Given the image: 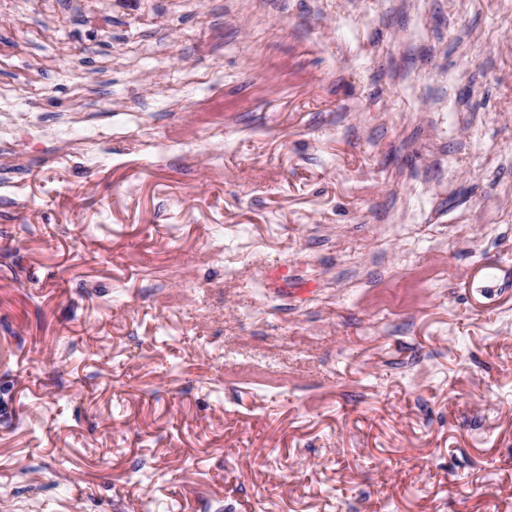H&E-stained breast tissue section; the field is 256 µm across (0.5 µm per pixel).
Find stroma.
I'll list each match as a JSON object with an SVG mask.
<instances>
[{"label":"stroma","instance_id":"1","mask_svg":"<svg viewBox=\"0 0 512 512\" xmlns=\"http://www.w3.org/2000/svg\"><path fill=\"white\" fill-rule=\"evenodd\" d=\"M0 121V512H512V0H0Z\"/></svg>","mask_w":512,"mask_h":512}]
</instances>
